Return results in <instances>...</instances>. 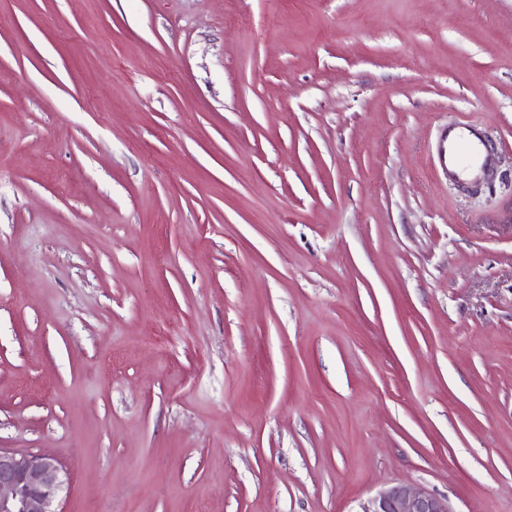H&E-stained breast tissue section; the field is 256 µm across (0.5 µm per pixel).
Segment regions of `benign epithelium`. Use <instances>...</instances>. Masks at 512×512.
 I'll use <instances>...</instances> for the list:
<instances>
[{"label": "benign epithelium", "mask_w": 512, "mask_h": 512, "mask_svg": "<svg viewBox=\"0 0 512 512\" xmlns=\"http://www.w3.org/2000/svg\"><path fill=\"white\" fill-rule=\"evenodd\" d=\"M63 470L47 454L25 455L0 449V512H59ZM362 512H451L448 499L421 485L399 483L380 490Z\"/></svg>", "instance_id": "obj_1"}]
</instances>
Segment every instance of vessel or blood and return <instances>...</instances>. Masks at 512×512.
<instances>
[{
	"label": "vessel or blood",
	"mask_w": 512,
	"mask_h": 512,
	"mask_svg": "<svg viewBox=\"0 0 512 512\" xmlns=\"http://www.w3.org/2000/svg\"><path fill=\"white\" fill-rule=\"evenodd\" d=\"M444 156L449 177L465 182H485L494 172L493 155L482 129L471 125H451L444 128Z\"/></svg>",
	"instance_id": "b4317fda"
}]
</instances>
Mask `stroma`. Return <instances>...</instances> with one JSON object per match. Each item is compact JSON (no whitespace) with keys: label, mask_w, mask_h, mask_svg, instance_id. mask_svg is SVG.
I'll return each mask as SVG.
<instances>
[{"label":"stroma","mask_w":512,"mask_h":512,"mask_svg":"<svg viewBox=\"0 0 512 512\" xmlns=\"http://www.w3.org/2000/svg\"><path fill=\"white\" fill-rule=\"evenodd\" d=\"M0 449L61 512H512V0H0ZM440 137L446 141L444 156L449 178L483 183L493 176V154L482 129L471 125H448ZM361 512H451L448 499L421 485L399 483L380 490Z\"/></svg>","instance_id":"1"}]
</instances>
